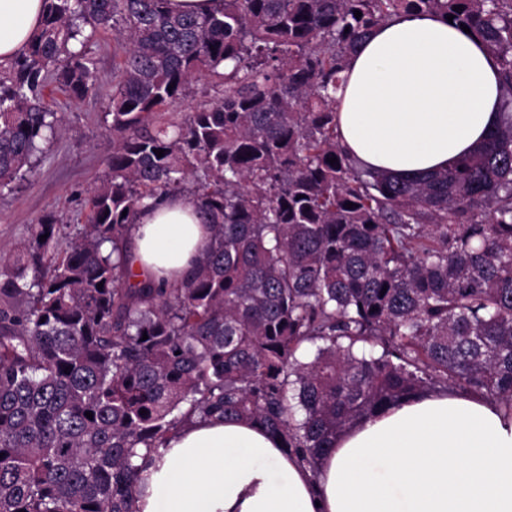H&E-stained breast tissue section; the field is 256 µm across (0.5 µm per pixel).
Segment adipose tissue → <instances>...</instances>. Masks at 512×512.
<instances>
[{
	"label": "adipose tissue",
	"instance_id": "adipose-tissue-1",
	"mask_svg": "<svg viewBox=\"0 0 512 512\" xmlns=\"http://www.w3.org/2000/svg\"><path fill=\"white\" fill-rule=\"evenodd\" d=\"M44 0H0V64L23 53ZM336 92L341 147L407 176L469 154L500 124L501 79L483 40L436 14H397L349 57ZM211 231L187 198L135 225L133 270L172 283ZM138 512H512V414L498 399L436 390L367 416L317 469L241 421H195L144 471Z\"/></svg>",
	"mask_w": 512,
	"mask_h": 512
}]
</instances>
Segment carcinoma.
I'll return each instance as SVG.
<instances>
[{
	"mask_svg": "<svg viewBox=\"0 0 512 512\" xmlns=\"http://www.w3.org/2000/svg\"><path fill=\"white\" fill-rule=\"evenodd\" d=\"M45 2L0 65V192L63 131L46 86L96 93L100 30L123 55L89 223L63 247L49 214L0 250V512H135L138 460L198 418L255 423L314 470L359 419L423 391L512 411V0ZM400 12L453 16L502 82L498 130L414 178L340 148L332 95ZM203 75L215 95L164 115ZM170 195L209 244L179 283L134 284V218Z\"/></svg>",
	"mask_w": 512,
	"mask_h": 512,
	"instance_id": "obj_1",
	"label": "carcinoma"
}]
</instances>
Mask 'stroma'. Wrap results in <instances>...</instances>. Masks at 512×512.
<instances>
[{"label":"stroma","instance_id":"stroma-1","mask_svg":"<svg viewBox=\"0 0 512 512\" xmlns=\"http://www.w3.org/2000/svg\"><path fill=\"white\" fill-rule=\"evenodd\" d=\"M89 51L99 71L98 91L72 101L57 86L47 89L46 102L61 116L64 132L47 144L33 176L0 193V248L23 245L30 226L48 214L70 228L87 220V193L103 178L112 154L104 119L117 51L112 33H98Z\"/></svg>","mask_w":512,"mask_h":512}]
</instances>
